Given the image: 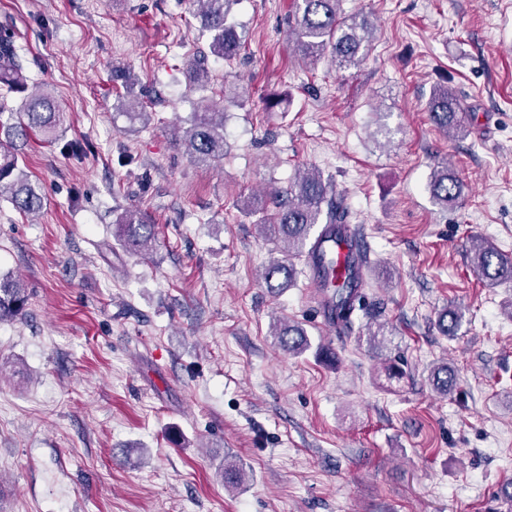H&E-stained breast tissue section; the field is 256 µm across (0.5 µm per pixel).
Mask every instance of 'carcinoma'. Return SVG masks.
<instances>
[{
  "label": "carcinoma",
  "mask_w": 512,
  "mask_h": 512,
  "mask_svg": "<svg viewBox=\"0 0 512 512\" xmlns=\"http://www.w3.org/2000/svg\"><path fill=\"white\" fill-rule=\"evenodd\" d=\"M202 32L208 36V48L214 57L229 60L241 50L245 32L232 20L233 6L239 0H198ZM342 0H294L288 18V38L305 62L316 63L329 59L339 70L359 66L365 59L373 40V28L357 15L346 16ZM112 77L125 79L126 94L118 98L116 109L129 120H148L149 113L134 98L137 80L122 69L112 70ZM0 84L10 89L24 86L21 66L9 36H0ZM243 95L232 91L221 101L203 97L189 119V127L177 139L187 154L199 164L210 165L224 158V101L237 102ZM430 121L444 135L457 137L463 133L462 108L453 90L445 85L433 89L426 106ZM65 130V113L57 99L49 93L30 94L22 102L16 120H0V198L4 197L19 212L30 215L39 212L44 203L40 183L30 179L19 161L17 143L35 134L45 143L61 140ZM429 189L436 205L448 210L456 205L462 193V181L443 162L431 172ZM269 201L277 205L273 223L260 220L261 232L272 234L288 247V255L299 257L305 253L307 241L314 226L349 224L350 210L341 196H333L329 181L319 173L297 175L288 188L275 189ZM267 201V202H269ZM267 202L257 201L251 209L259 213ZM115 235L123 246L142 256L153 252L157 233L155 225L138 211H127L116 222ZM470 262L474 272L487 285L512 281V259L502 254L488 240L474 238L469 246ZM331 265L325 261L319 284L336 312V326L343 332H354L353 312L360 299L361 281L349 272L344 282H333ZM296 269L291 262L272 261L263 273L266 288L281 293L295 281ZM27 288L17 278L0 275V323L17 321L26 316ZM464 319V312L453 305L442 309L437 327L442 335L454 338ZM278 345L301 354L311 347L307 331L298 323L281 322L275 326ZM428 381L432 389L446 395L455 383L454 370L448 364L430 369Z\"/></svg>",
  "instance_id": "cac0c4a2"
}]
</instances>
